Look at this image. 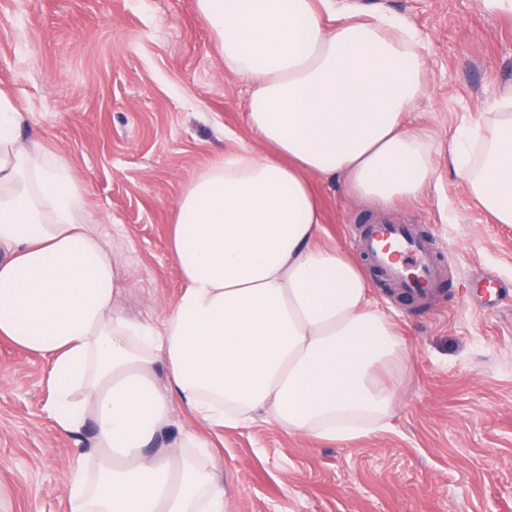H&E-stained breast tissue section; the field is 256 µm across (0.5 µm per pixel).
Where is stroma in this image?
Returning a JSON list of instances; mask_svg holds the SVG:
<instances>
[{
    "instance_id": "obj_1",
    "label": "stroma",
    "mask_w": 512,
    "mask_h": 512,
    "mask_svg": "<svg viewBox=\"0 0 512 512\" xmlns=\"http://www.w3.org/2000/svg\"><path fill=\"white\" fill-rule=\"evenodd\" d=\"M404 18L426 45V94L412 129L447 145L484 122L512 84V15L480 0H351ZM0 90L21 134L63 152L84 187L86 222L120 262L125 309L161 325L183 281L169 250L174 202L225 151L257 147L248 85L226 72L195 0H0ZM418 199L385 208L316 179L321 244L354 250L366 224L422 228L444 273L433 308L368 274L410 352L384 430L341 446L262 421L214 429L181 407L158 436L207 439L231 512H512V224L476 207L440 161ZM501 284L484 312L472 279ZM44 362L0 340V512H70L62 485L92 431L61 435L46 411Z\"/></svg>"
}]
</instances>
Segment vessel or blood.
Listing matches in <instances>:
<instances>
[{
	"label": "vessel or blood",
	"mask_w": 512,
	"mask_h": 512,
	"mask_svg": "<svg viewBox=\"0 0 512 512\" xmlns=\"http://www.w3.org/2000/svg\"><path fill=\"white\" fill-rule=\"evenodd\" d=\"M370 265L398 287L426 296L442 274L427 240L408 224H374L359 238Z\"/></svg>",
	"instance_id": "1"
}]
</instances>
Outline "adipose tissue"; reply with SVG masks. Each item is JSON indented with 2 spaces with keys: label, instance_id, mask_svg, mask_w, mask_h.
I'll return each instance as SVG.
<instances>
[{
  "label": "adipose tissue",
  "instance_id": "1",
  "mask_svg": "<svg viewBox=\"0 0 512 512\" xmlns=\"http://www.w3.org/2000/svg\"><path fill=\"white\" fill-rule=\"evenodd\" d=\"M224 69L249 85L263 151L225 153L183 189L169 246L184 286L162 329L125 314V280L84 217L63 155L24 145L0 92V338L47 364L57 429L93 427L94 476L70 512H227L207 442L153 449L173 404L216 428L258 420L348 445L386 428L407 344L348 251L319 246L316 178L390 205L436 180L438 147L405 118L425 93L423 42L384 10L336 0H195ZM448 159L471 199L512 224V87Z\"/></svg>",
  "mask_w": 512,
  "mask_h": 512
}]
</instances>
